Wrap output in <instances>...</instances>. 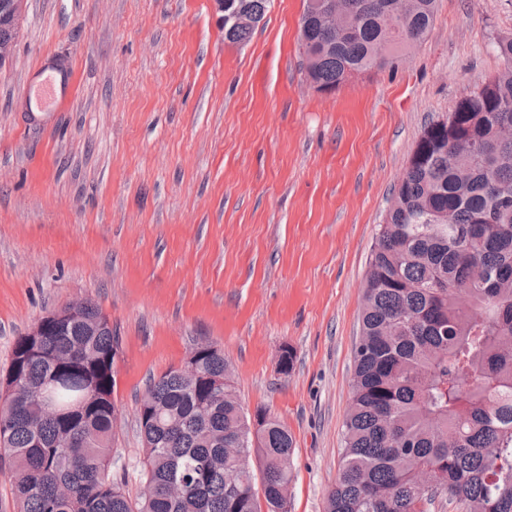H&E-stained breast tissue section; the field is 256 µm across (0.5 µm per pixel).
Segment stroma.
Here are the masks:
<instances>
[{
  "label": "stroma",
  "instance_id": "stroma-1",
  "mask_svg": "<svg viewBox=\"0 0 512 512\" xmlns=\"http://www.w3.org/2000/svg\"><path fill=\"white\" fill-rule=\"evenodd\" d=\"M302 11L270 0L231 44L215 0H27L0 67V372L46 312L96 304L119 344L112 459L130 495L148 380L208 341L245 412L293 436L288 512H325L393 190L426 124L506 66L512 0H436L401 61L321 93ZM42 68L71 95L31 112Z\"/></svg>",
  "mask_w": 512,
  "mask_h": 512
}]
</instances>
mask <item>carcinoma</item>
<instances>
[{"label": "carcinoma", "mask_w": 512, "mask_h": 512, "mask_svg": "<svg viewBox=\"0 0 512 512\" xmlns=\"http://www.w3.org/2000/svg\"><path fill=\"white\" fill-rule=\"evenodd\" d=\"M270 0H230L262 20ZM345 33L303 12L307 76L339 88L350 70L400 58L431 28L435 0H336ZM254 28L224 21V40ZM510 66L431 121L393 190L372 250L354 347L341 472L326 512H512V35ZM63 335V306L39 336L15 340L0 376V464L16 512H288L294 441L267 410L250 417L218 345L190 384L170 369L137 411V502L112 474L118 344L82 303ZM224 378V387H214ZM438 488L427 493L421 476Z\"/></svg>", "instance_id": "obj_1"}]
</instances>
